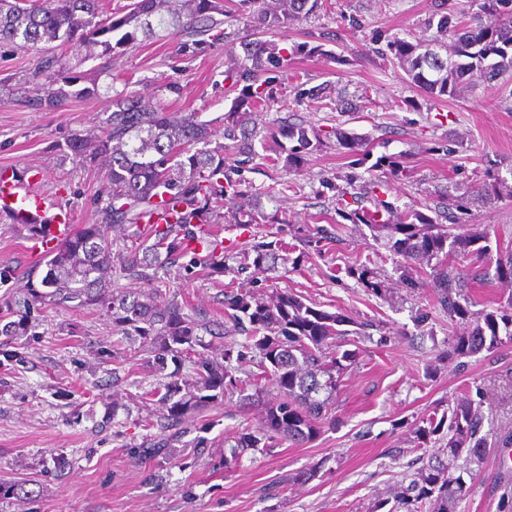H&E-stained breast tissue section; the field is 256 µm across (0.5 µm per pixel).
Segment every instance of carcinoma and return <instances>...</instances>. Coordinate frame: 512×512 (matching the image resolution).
<instances>
[{
    "label": "carcinoma",
    "mask_w": 512,
    "mask_h": 512,
    "mask_svg": "<svg viewBox=\"0 0 512 512\" xmlns=\"http://www.w3.org/2000/svg\"><path fill=\"white\" fill-rule=\"evenodd\" d=\"M328 0H131L117 12L102 17L96 0H0V44L41 52L30 80L37 92L14 89L20 104L31 111H55L71 98L101 97L98 81L79 68L91 59H111L169 32L179 37L176 54L195 57L224 43L232 67L224 71L236 93L222 119L224 142L213 140L211 122L196 112H168L141 97L118 92L108 102L100 121V133L74 137L66 147L73 158L88 166H103L106 192L96 199L98 222L81 224L58 243L53 253L28 268L24 283L17 285L15 272L0 267V287L18 288L8 303L9 320L0 318V355L7 361L18 357L14 340L36 336V313L50 307L104 306L115 326L133 332L153 356V363L174 370L146 392L154 398L167 425L149 446L148 456H158L171 447L178 433H168L185 415L204 408L237 390L238 365L257 361L259 372L251 385L262 390L269 385L276 397L269 402L258 426L241 434L239 448H270L278 440L306 443L319 433L318 422L326 419L329 400L336 395L345 372L356 360L354 350L341 349L334 340L350 335L346 326L354 320L343 313H329L305 304L298 296L282 291L266 298L247 290L224 293V320L199 319L184 312L177 299L162 300L161 288L142 294H110L111 276L117 271L152 281L155 272L176 259L186 260L184 269L224 272V241L203 230L217 223L224 200L238 199L240 206L229 224H260L264 214L255 195L246 189L244 172L265 147L254 113L275 101L276 95L292 89L298 100H316L337 112H358L360 105L333 96L326 84L305 88L286 86L288 61L297 56L330 57L337 64L345 59L332 50L341 32H360L371 52L385 63L398 65L410 85L427 97L441 100L459 95L479 76L487 83L512 82V0H436L424 27L435 30L431 39L399 37L385 30L366 31L363 17L341 15L336 28L323 26L309 40L282 47L265 34L288 31L293 22L327 10ZM242 24L227 31L228 21ZM284 139L275 163L284 170H300L307 157L322 150L324 140L335 138L345 149L344 171L322 178L321 185L336 199V216L345 224H364L375 238L386 239L392 255L403 268L428 263L443 255L465 258L485 255L488 248L473 249L487 234L453 235L442 221L460 222L470 205L499 199L496 183H483L473 195H456L445 189L431 205L400 207L384 198L383 188L412 178L407 155L373 157L370 141L341 127L323 134L303 124L278 131ZM369 166L386 177L383 182L359 184L356 169ZM362 195L346 201L349 190ZM371 196L372 206L362 204ZM176 201L187 207L170 224H150L149 216ZM131 230L134 239L128 255L115 256L109 230ZM282 246L254 245L252 265L270 272L284 263ZM348 273L375 296L388 286L374 269L362 265ZM460 273L447 264L433 270L435 299L452 323L466 327L453 336L442 356L459 359L490 351L501 344L499 327H512V301L492 310L472 312L471 302L461 301ZM245 336V342L224 348L222 360L199 357L193 376L185 380L179 366L197 354L204 336L225 333ZM483 401L461 396L448 405L441 417L413 428L416 440L426 445L432 437L446 434V458L434 456L413 474L397 504L406 512H450L466 499L469 487L450 474L461 456L479 458L490 447L482 433ZM27 481L0 479V502L33 500L36 491Z\"/></svg>",
    "instance_id": "1"
}]
</instances>
